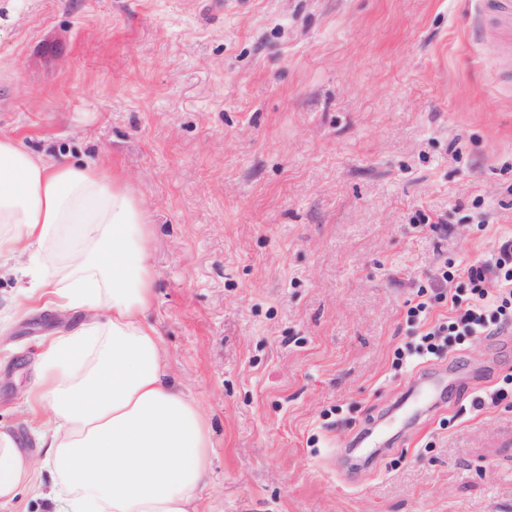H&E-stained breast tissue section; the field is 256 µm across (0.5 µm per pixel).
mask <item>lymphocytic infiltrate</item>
I'll return each mask as SVG.
<instances>
[{
	"label": "lymphocytic infiltrate",
	"mask_w": 512,
	"mask_h": 512,
	"mask_svg": "<svg viewBox=\"0 0 512 512\" xmlns=\"http://www.w3.org/2000/svg\"><path fill=\"white\" fill-rule=\"evenodd\" d=\"M498 286L485 288L488 274ZM407 316L419 328L416 351L440 357L474 336H497L512 326V234L501 235L497 251L477 265L440 267L429 286L410 300Z\"/></svg>",
	"instance_id": "f902f5d3"
}]
</instances>
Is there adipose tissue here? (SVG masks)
Returning <instances> with one entry per match:
<instances>
[{
    "mask_svg": "<svg viewBox=\"0 0 512 512\" xmlns=\"http://www.w3.org/2000/svg\"><path fill=\"white\" fill-rule=\"evenodd\" d=\"M151 229L121 177L0 136V278L14 303L71 320L39 357L28 435L0 423V508L203 512L211 423L168 374Z\"/></svg>",
    "mask_w": 512,
    "mask_h": 512,
    "instance_id": "adipose-tissue-1",
    "label": "adipose tissue"
}]
</instances>
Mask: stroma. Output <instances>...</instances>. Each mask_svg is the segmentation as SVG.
I'll list each match as a JSON object with an SVG mask.
<instances>
[{"label":"stroma","instance_id":"stroma-1","mask_svg":"<svg viewBox=\"0 0 512 512\" xmlns=\"http://www.w3.org/2000/svg\"><path fill=\"white\" fill-rule=\"evenodd\" d=\"M0 134L141 201L206 512H512V399L472 407L512 334L392 365L419 285L512 231V41L477 0H0ZM56 328L0 341L18 431ZM421 376L447 386L416 418Z\"/></svg>","mask_w":512,"mask_h":512}]
</instances>
